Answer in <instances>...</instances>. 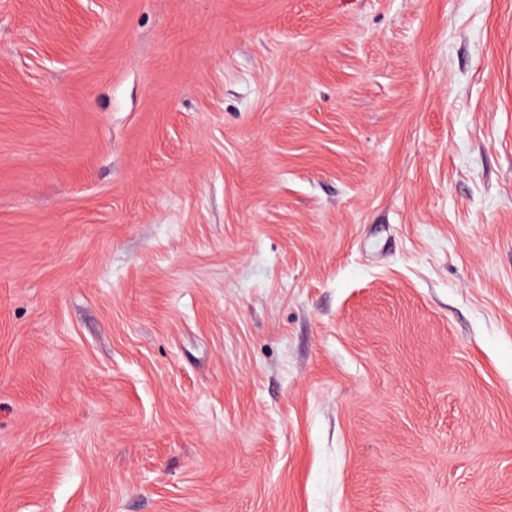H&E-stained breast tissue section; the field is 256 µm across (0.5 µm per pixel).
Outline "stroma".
I'll return each mask as SVG.
<instances>
[{"label":"stroma","mask_w":512,"mask_h":512,"mask_svg":"<svg viewBox=\"0 0 512 512\" xmlns=\"http://www.w3.org/2000/svg\"><path fill=\"white\" fill-rule=\"evenodd\" d=\"M0 512H512V0H0Z\"/></svg>","instance_id":"1"}]
</instances>
